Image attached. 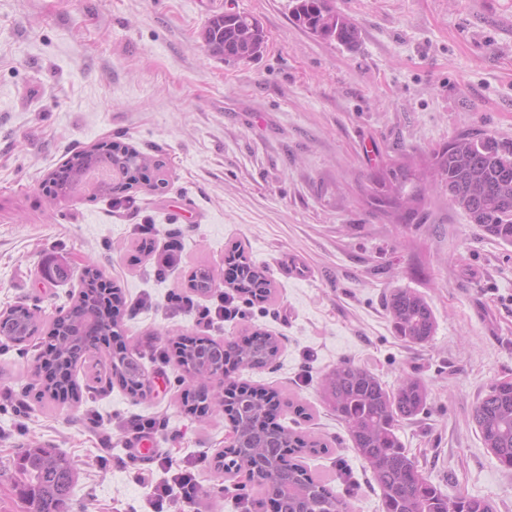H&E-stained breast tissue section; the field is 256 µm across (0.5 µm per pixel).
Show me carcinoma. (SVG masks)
I'll list each match as a JSON object with an SVG mask.
<instances>
[{"instance_id":"carcinoma-1","label":"carcinoma","mask_w":512,"mask_h":512,"mask_svg":"<svg viewBox=\"0 0 512 512\" xmlns=\"http://www.w3.org/2000/svg\"><path fill=\"white\" fill-rule=\"evenodd\" d=\"M293 23L310 36L329 44L352 49L360 38L358 25L336 9L335 0H291ZM206 51L226 62H248L264 50L266 34L251 15L224 12L209 19L203 32ZM67 187L75 188L85 171L107 166L112 177L90 189L94 197H109L114 190L130 189L140 177L153 175L154 189L168 185L165 162L135 149L112 153L101 148L78 151L66 161ZM373 202L403 218L419 212L424 199L423 184L430 181L446 191L448 203L463 212L469 222L504 247H512V140L459 132L432 149L429 164L421 170L409 161L388 164L369 176ZM413 185L410 193L407 185ZM235 264L232 283L236 292L250 300L267 301L275 286L247 258L244 248L230 250ZM103 273L88 266L83 275L87 286L70 312L50 324L47 339L39 340V319L23 305L0 313V337L16 345L39 347L38 359L54 358L61 367L62 380L44 382L39 395L55 392L62 382L70 383L72 368L98 349L97 337L110 336L118 324L117 313L124 300L118 289H111L113 311L102 312V296L92 284ZM214 284L212 271L196 268L187 287L204 295ZM385 307L397 335L409 344H425L435 335L434 312L420 293L395 288L386 296ZM214 342L208 348L183 347L178 363L184 370L207 377L221 362ZM278 352L277 340L261 331L251 336L249 346L237 352L240 363L250 369L266 367ZM109 382H117L135 395L145 387L142 367L134 354L122 353L115 360ZM322 400L347 427L356 453L367 463L372 480L381 491L383 512H496L491 502L477 497L451 496L424 476L415 457L396 434L400 422L418 416L426 407L428 389L412 376L394 390L388 389L372 371L351 362L336 364L322 379ZM212 396L205 388L186 393L189 411L207 413ZM268 409V400L248 399L247 404L229 408L242 459L257 457L279 461L282 450L316 453L326 444L306 439L285 429L265 430L259 423ZM473 420L485 448L505 468H512V381L501 380L488 387L473 410ZM17 465L25 474L21 494L29 503L28 512H64L75 469L71 461L53 448H29ZM262 492L278 496L279 512H346L347 503L334 494L324 481L307 468L293 462L288 468L276 466L264 476Z\"/></svg>"}]
</instances>
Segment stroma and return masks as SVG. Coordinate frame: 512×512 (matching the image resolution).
Wrapping results in <instances>:
<instances>
[{
	"instance_id": "1",
	"label": "stroma",
	"mask_w": 512,
	"mask_h": 512,
	"mask_svg": "<svg viewBox=\"0 0 512 512\" xmlns=\"http://www.w3.org/2000/svg\"><path fill=\"white\" fill-rule=\"evenodd\" d=\"M360 28L355 49L293 24L288 0H0V311L24 303L43 321L67 309L93 264L120 287L118 331L149 381L140 397L107 386L104 362L73 370L76 394L39 399L37 348L0 343V387L27 404L0 405V512H27L16 460L29 448L70 458L67 512H141L163 471L143 460L120 469L133 416L160 415L155 447L196 465L204 512H263L260 490L215 463L230 424L221 404L190 414L193 383L176 362L183 336H275L266 369L236 382L276 388L308 417L278 421L326 442L305 463L349 512H383L381 492L347 429L322 403L324 375L344 360L387 388L413 375L424 411L397 434L427 479L452 495L512 512V470L484 448L473 409L491 383L512 379V248L498 244L427 188L417 222L368 203L369 174L429 151L461 131L512 139V0H336ZM256 17L267 45L227 64L201 37L213 15ZM119 143L162 158L165 191L130 190L117 203L43 189L71 152ZM155 227L151 255L136 227ZM180 242L179 265L157 274L156 255ZM243 245L277 286L210 329L167 305L189 295L193 267L224 284V257ZM421 293L437 319L430 343L399 338L384 299ZM191 295V294H190ZM150 297L151 305L133 303ZM95 413L102 425L85 421Z\"/></svg>"
}]
</instances>
